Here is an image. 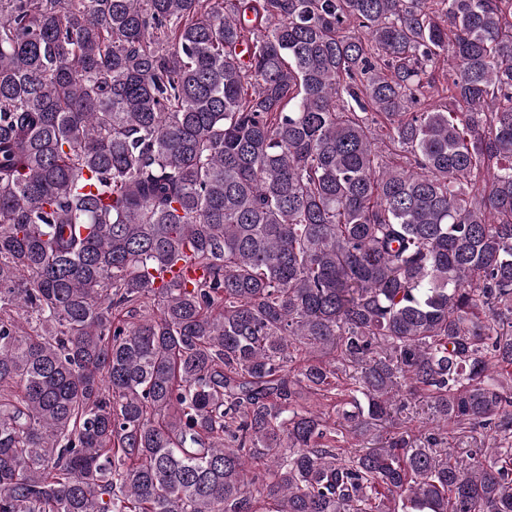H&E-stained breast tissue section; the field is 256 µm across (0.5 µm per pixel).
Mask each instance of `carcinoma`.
Returning a JSON list of instances; mask_svg holds the SVG:
<instances>
[{
    "instance_id": "cac0c4a2",
    "label": "carcinoma",
    "mask_w": 512,
    "mask_h": 512,
    "mask_svg": "<svg viewBox=\"0 0 512 512\" xmlns=\"http://www.w3.org/2000/svg\"><path fill=\"white\" fill-rule=\"evenodd\" d=\"M0 512H512V0H0Z\"/></svg>"
}]
</instances>
